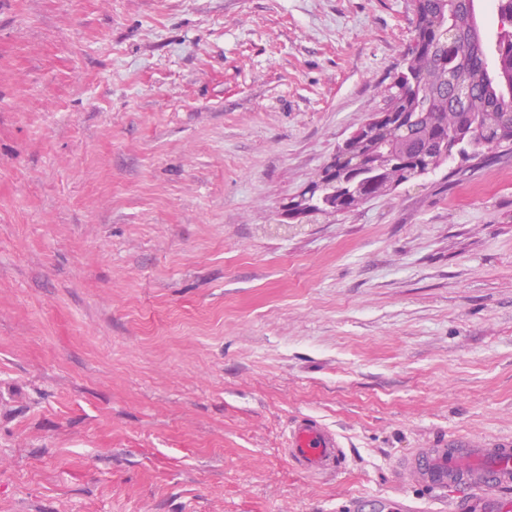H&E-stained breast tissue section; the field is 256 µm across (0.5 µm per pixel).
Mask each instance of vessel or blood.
Listing matches in <instances>:
<instances>
[{
  "label": "vessel or blood",
  "instance_id": "1",
  "mask_svg": "<svg viewBox=\"0 0 512 512\" xmlns=\"http://www.w3.org/2000/svg\"><path fill=\"white\" fill-rule=\"evenodd\" d=\"M284 454L311 477L338 473L345 459L336 431L312 417L289 426ZM403 468L419 485L451 493L453 512H512V443L489 448L459 438L419 449Z\"/></svg>",
  "mask_w": 512,
  "mask_h": 512
}]
</instances>
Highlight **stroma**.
Here are the masks:
<instances>
[{"label":"stroma","instance_id":"obj_1","mask_svg":"<svg viewBox=\"0 0 512 512\" xmlns=\"http://www.w3.org/2000/svg\"><path fill=\"white\" fill-rule=\"evenodd\" d=\"M412 0H0V512H434L512 441V156L286 204L386 103ZM301 416L341 436L316 479ZM283 449L292 466L311 477L338 473L345 459L336 430L312 417L294 420ZM403 469L423 487L452 492L453 512L512 511V443L489 448L458 438L419 449Z\"/></svg>","mask_w":512,"mask_h":512}]
</instances>
